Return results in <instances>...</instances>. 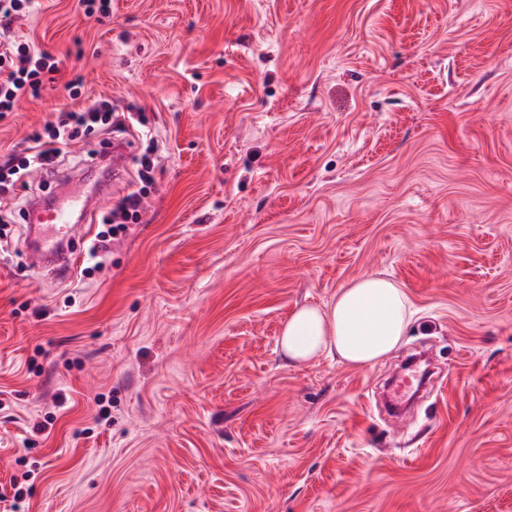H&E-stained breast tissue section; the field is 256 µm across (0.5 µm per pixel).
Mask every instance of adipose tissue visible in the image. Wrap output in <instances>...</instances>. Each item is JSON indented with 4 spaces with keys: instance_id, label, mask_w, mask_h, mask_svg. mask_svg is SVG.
Listing matches in <instances>:
<instances>
[{
    "instance_id": "adipose-tissue-1",
    "label": "adipose tissue",
    "mask_w": 512,
    "mask_h": 512,
    "mask_svg": "<svg viewBox=\"0 0 512 512\" xmlns=\"http://www.w3.org/2000/svg\"><path fill=\"white\" fill-rule=\"evenodd\" d=\"M412 319L405 290L389 277L368 275L340 289L327 304L295 309L278 346L297 364L334 355L348 364L369 366L402 343Z\"/></svg>"
}]
</instances>
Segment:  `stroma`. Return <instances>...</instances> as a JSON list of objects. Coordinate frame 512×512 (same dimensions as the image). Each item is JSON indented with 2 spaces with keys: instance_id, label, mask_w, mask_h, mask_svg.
<instances>
[{
  "instance_id": "stroma-1",
  "label": "stroma",
  "mask_w": 512,
  "mask_h": 512,
  "mask_svg": "<svg viewBox=\"0 0 512 512\" xmlns=\"http://www.w3.org/2000/svg\"><path fill=\"white\" fill-rule=\"evenodd\" d=\"M15 34L139 118L100 210L152 171L91 278L0 223V512H512V0H35ZM70 102L0 114V151ZM377 273L396 351L282 359Z\"/></svg>"
}]
</instances>
